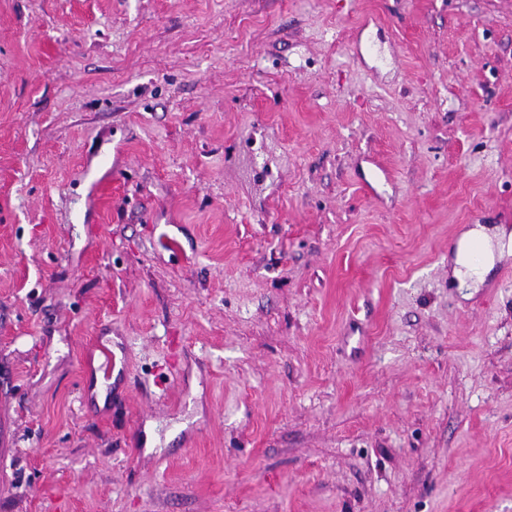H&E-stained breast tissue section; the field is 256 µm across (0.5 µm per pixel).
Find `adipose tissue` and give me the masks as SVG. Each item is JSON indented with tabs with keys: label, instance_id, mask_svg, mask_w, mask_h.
I'll use <instances>...</instances> for the list:
<instances>
[{
	"label": "adipose tissue",
	"instance_id": "ef3b65f1",
	"mask_svg": "<svg viewBox=\"0 0 512 512\" xmlns=\"http://www.w3.org/2000/svg\"><path fill=\"white\" fill-rule=\"evenodd\" d=\"M481 252L484 258V269L472 272L470 256L473 252ZM512 256V233L505 230H493L483 225H475L465 230L459 238L450 268V276L458 282H471L473 287H481L485 281L486 269L492 268L496 262Z\"/></svg>",
	"mask_w": 512,
	"mask_h": 512
}]
</instances>
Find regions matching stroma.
I'll use <instances>...</instances> for the list:
<instances>
[{
	"label": "stroma",
	"mask_w": 512,
	"mask_h": 512,
	"mask_svg": "<svg viewBox=\"0 0 512 512\" xmlns=\"http://www.w3.org/2000/svg\"><path fill=\"white\" fill-rule=\"evenodd\" d=\"M512 0H0V512H512ZM476 250L482 253L484 265L479 272L474 273L470 267V256ZM482 255L480 253L473 255L474 266H480ZM510 255L512 256V233L506 235L504 229L492 230L482 224H477L465 230L458 239L450 276L460 283L470 280L472 285L469 288H480L485 281L486 274L496 262Z\"/></svg>",
	"instance_id": "35a3bbf8"
}]
</instances>
